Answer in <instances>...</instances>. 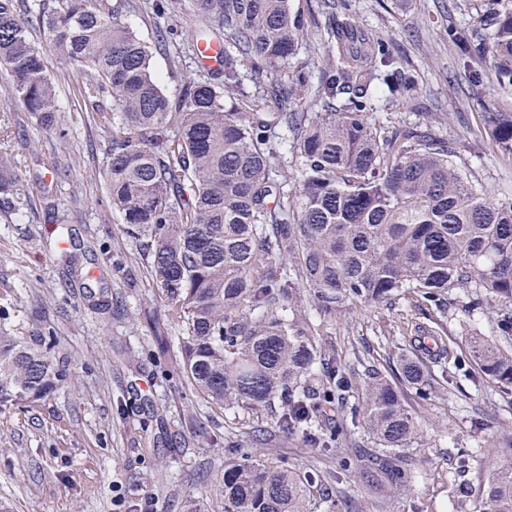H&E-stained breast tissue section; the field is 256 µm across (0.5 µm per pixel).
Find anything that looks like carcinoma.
I'll return each instance as SVG.
<instances>
[{
    "mask_svg": "<svg viewBox=\"0 0 512 512\" xmlns=\"http://www.w3.org/2000/svg\"><path fill=\"white\" fill-rule=\"evenodd\" d=\"M52 2L35 9L0 0L3 94L43 127L58 125L57 85L31 25L86 69L79 96L104 119L112 212L140 241L167 307L152 317L155 334L169 323L179 328L180 367L200 395L221 408L277 400L278 429L302 435L319 455L331 452L336 432L318 418L345 381L319 349L323 331L300 310L304 293L329 314L412 297L438 327L454 293L471 311L494 307L499 340L473 332L468 351L482 377L512 388V202L495 199L460 161L457 140L432 123L376 126L367 112L376 92L409 101L413 85L372 35L330 12L335 60L314 91L327 111L270 112L269 101L307 92L305 81L273 80L264 98L244 106L224 91L242 62L280 72L299 53L304 23L290 0H192L203 26L216 20L234 46L213 79L186 82L174 98L152 72L159 41L145 42L122 19L128 0ZM153 9L178 19L184 4L154 0ZM488 24L489 37L456 32L454 41L511 87L512 9L492 12ZM481 121L512 164V112H484ZM290 161L301 174L296 187ZM0 191L24 194L9 155H0ZM67 366L53 331L0 332V403L47 399L69 379ZM400 376L421 399L436 393L413 361ZM350 419L382 448L384 473L406 487L405 450L420 430L381 370L363 381ZM319 481L316 470L247 455L224 467V512H306ZM483 497L484 512H512V459L494 470Z\"/></svg>",
    "mask_w": 512,
    "mask_h": 512,
    "instance_id": "1",
    "label": "carcinoma"
}]
</instances>
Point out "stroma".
Instances as JSON below:
<instances>
[{
	"label": "stroma",
	"mask_w": 512,
	"mask_h": 512,
	"mask_svg": "<svg viewBox=\"0 0 512 512\" xmlns=\"http://www.w3.org/2000/svg\"><path fill=\"white\" fill-rule=\"evenodd\" d=\"M356 24L379 39L413 76L426 112L372 102L377 124L436 117L443 134L460 142V156L496 198L512 202V167L501 164L479 116L488 107L512 112V88H500L488 63L466 58L451 42L460 29H483L491 9L512 0H335ZM304 34L289 69L303 68L317 84L329 68L325 0H292ZM166 48L155 51L153 70L168 96L184 80H207L191 52V30L170 21ZM58 83L60 121L51 131L16 100L0 104L10 137H0L26 194H0V328L18 336L55 331L67 353L73 381L35 406L0 403V512H224V437L242 418L265 429L246 451L287 459L305 469L319 465L330 480L312 487L308 512H478L479 499L462 503L457 486L481 490L496 466L512 459V393L482 379L467 358L465 336L495 338L492 311L469 312L450 304L440 349L423 350L414 330L425 316L405 298L394 309L357 306L337 316L303 311L325 323L336 339V363L353 385L343 403L324 407L326 426L341 430L340 448L316 458L302 436L275 427L278 404L243 411L208 404L175 366L178 330L168 327L158 343L151 316L156 281L140 250L112 213L100 170L105 133L77 103L83 68L61 57L42 31L31 33ZM79 254L68 272L66 254ZM421 363L437 389L423 400L404 389L409 412L422 431L411 455L416 471L407 491L383 474L364 481L356 469L374 452L372 437L350 429L355 384L370 368H398L402 359Z\"/></svg>",
	"instance_id": "stroma-1"
}]
</instances>
